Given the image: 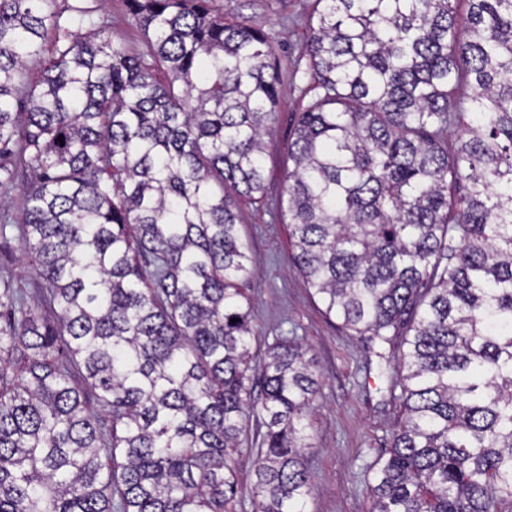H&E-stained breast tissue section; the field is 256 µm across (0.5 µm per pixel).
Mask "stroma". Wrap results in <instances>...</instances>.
I'll return each instance as SVG.
<instances>
[{
	"label": "stroma",
	"instance_id": "stroma-1",
	"mask_svg": "<svg viewBox=\"0 0 512 512\" xmlns=\"http://www.w3.org/2000/svg\"><path fill=\"white\" fill-rule=\"evenodd\" d=\"M217 8L239 13L277 44L280 104L275 116V145L266 157L267 191L263 199L238 201L255 275L252 302L253 366L261 368L267 342L277 336L301 338L322 378L312 415L316 448L307 458L314 490L307 512H369L372 472L368 466L390 440L398 410L386 404L381 373L385 363L366 352L341 322L327 316L303 282L293 258L289 227L280 218L288 143L297 121L307 57L305 46L315 0H214ZM80 6L104 13L107 33L131 54L143 48L124 0H53L52 10L70 16ZM25 249L17 229L0 236V282L35 293L38 277L21 263Z\"/></svg>",
	"mask_w": 512,
	"mask_h": 512
}]
</instances>
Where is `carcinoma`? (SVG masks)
Listing matches in <instances>:
<instances>
[{"instance_id": "obj_1", "label": "carcinoma", "mask_w": 512, "mask_h": 512, "mask_svg": "<svg viewBox=\"0 0 512 512\" xmlns=\"http://www.w3.org/2000/svg\"><path fill=\"white\" fill-rule=\"evenodd\" d=\"M51 2L0 0V193L26 173L50 309L0 283V512H236L253 419L255 512H306L320 381L296 336L254 378L229 202L265 194L275 43L212 0H125L131 55ZM459 2L318 0L309 22L280 208L325 313L389 348L370 512H512V0Z\"/></svg>"}]
</instances>
